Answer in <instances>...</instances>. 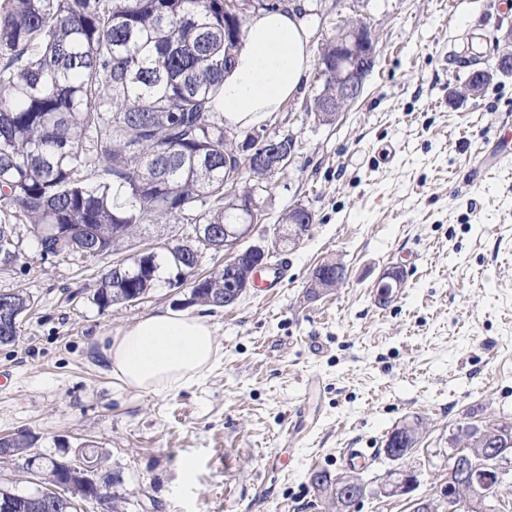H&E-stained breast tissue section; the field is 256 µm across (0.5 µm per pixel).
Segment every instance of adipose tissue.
<instances>
[{
  "label": "adipose tissue",
  "mask_w": 512,
  "mask_h": 512,
  "mask_svg": "<svg viewBox=\"0 0 512 512\" xmlns=\"http://www.w3.org/2000/svg\"><path fill=\"white\" fill-rule=\"evenodd\" d=\"M310 36L295 9L254 18L224 78L217 106L228 125L261 123L298 93L310 68ZM100 350L126 389L171 395L198 381L218 355L206 319L170 309L137 319Z\"/></svg>",
  "instance_id": "1"
}]
</instances>
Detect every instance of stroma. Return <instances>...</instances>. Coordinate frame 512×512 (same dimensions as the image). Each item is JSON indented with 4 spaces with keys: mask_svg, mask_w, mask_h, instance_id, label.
<instances>
[{
    "mask_svg": "<svg viewBox=\"0 0 512 512\" xmlns=\"http://www.w3.org/2000/svg\"><path fill=\"white\" fill-rule=\"evenodd\" d=\"M299 2L311 51L360 19L376 56L334 124L307 115L313 68L266 119L296 147L264 197L265 229L299 203L314 216L276 283L226 308L186 305L162 286L101 309L92 297L112 256L43 258L25 224L20 262L0 269V292L35 301L18 341L0 345V434H32L36 457L101 453L122 479L124 512H330L312 471L336 474L347 449L364 448L373 490L393 467L388 436L415 420L423 433L405 464L421 496L446 477L457 424L512 422V164H494L512 148V75L471 98L457 58L479 25L511 28L512 11L489 0ZM329 259L345 264L344 283L308 299ZM391 267L404 286L384 302L375 285ZM179 308L213 325L215 364L169 396L120 388L95 357L101 339Z\"/></svg>",
    "mask_w": 512,
    "mask_h": 512,
    "instance_id": "1",
    "label": "stroma"
}]
</instances>
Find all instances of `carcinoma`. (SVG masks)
<instances>
[{"label": "carcinoma", "instance_id": "cac0c4a2", "mask_svg": "<svg viewBox=\"0 0 512 512\" xmlns=\"http://www.w3.org/2000/svg\"><path fill=\"white\" fill-rule=\"evenodd\" d=\"M225 0H3L0 4V268L21 258L15 223L44 258L109 253L169 224L181 225L149 251L102 273L93 302L105 309L163 284L190 289L188 304L224 307V277H199L189 248L220 252L224 229L251 222L233 203L224 155L242 158L238 183L262 178L257 140L225 138L217 109L224 74L246 20ZM103 173L107 182L92 176ZM33 300L0 293V345L22 320L4 307ZM45 482L68 484L51 506L19 494L12 512H74L88 493L57 467Z\"/></svg>", "mask_w": 512, "mask_h": 512}]
</instances>
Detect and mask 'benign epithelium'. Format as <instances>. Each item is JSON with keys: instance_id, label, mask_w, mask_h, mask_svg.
<instances>
[{"instance_id": "benign-epithelium-1", "label": "benign epithelium", "mask_w": 512, "mask_h": 512, "mask_svg": "<svg viewBox=\"0 0 512 512\" xmlns=\"http://www.w3.org/2000/svg\"><path fill=\"white\" fill-rule=\"evenodd\" d=\"M336 52V67L326 70L329 80L322 83L315 96V121L322 125L335 122L344 112V107L351 105L359 97L365 80L374 65L375 37L363 23L348 24L341 28L336 37L321 44L323 56ZM498 63L512 65V29L505 31L497 42ZM492 74L487 70L476 71V77L467 82L464 93L479 96ZM262 141L271 145L262 156V164L272 173L288 167L294 149L276 147V143L290 139V136L260 133ZM307 210L296 205L288 210L291 224L276 225L274 237L296 244L304 234L302 222L306 221ZM253 229L249 225L234 230L224 229V287L232 289L241 297L255 286L258 270L272 266L271 256L274 249L261 242L249 243ZM340 268L338 261H328L316 268L308 282V287L319 294L328 288H336L341 280L330 279L326 268ZM402 288V276L399 271L391 270L383 275L379 293L385 298L398 295ZM477 438H466L470 446L468 453L458 454L455 449L448 451V477L435 487L429 497L411 499L413 512H460L462 504H468L474 512H497L500 501L499 489L508 476L507 464L512 457V441L505 440L502 448L493 458L486 456L483 449L476 447ZM67 468L77 471L84 480L86 488L91 490L84 501L91 502L101 510H106L108 493L104 492V478L81 457L75 455ZM417 486L415 471L394 469L389 479L378 485L376 494L385 497H403L411 494ZM336 499L342 502L344 512H355L356 506L367 494V485L349 471L338 474L334 480Z\"/></svg>"}]
</instances>
